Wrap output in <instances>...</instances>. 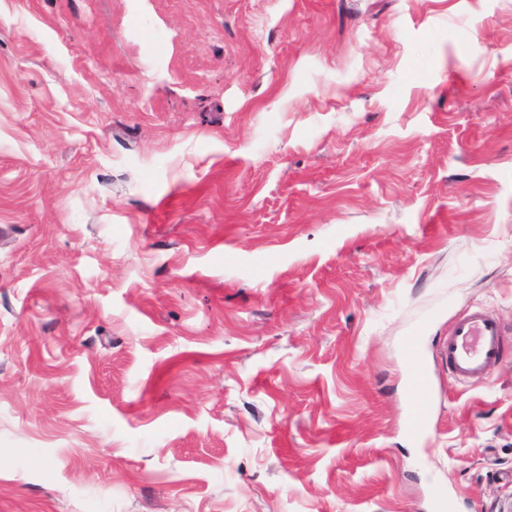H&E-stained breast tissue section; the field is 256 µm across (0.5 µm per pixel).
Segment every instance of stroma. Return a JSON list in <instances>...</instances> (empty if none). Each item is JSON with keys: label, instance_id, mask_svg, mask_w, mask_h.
<instances>
[{"label": "stroma", "instance_id": "1", "mask_svg": "<svg viewBox=\"0 0 512 512\" xmlns=\"http://www.w3.org/2000/svg\"><path fill=\"white\" fill-rule=\"evenodd\" d=\"M473 307L512 348V0H0V512H512ZM439 355L459 380L486 376L503 359V334L496 316L483 308L460 314ZM416 343L417 339L414 336H410L405 342V362L410 383L404 393V400L412 411L411 420L405 428L409 437L425 427L426 420L423 409L429 395L428 370L416 348Z\"/></svg>", "mask_w": 512, "mask_h": 512}]
</instances>
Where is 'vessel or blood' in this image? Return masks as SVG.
<instances>
[{"instance_id": "b4317fda", "label": "vessel or blood", "mask_w": 512, "mask_h": 512, "mask_svg": "<svg viewBox=\"0 0 512 512\" xmlns=\"http://www.w3.org/2000/svg\"><path fill=\"white\" fill-rule=\"evenodd\" d=\"M416 343L413 336L405 342L410 383L404 400L412 411L406 432L411 436L426 424L423 409L429 395L428 370ZM439 355L459 380L488 375L503 359V334L496 316L482 308L460 314L452 334L442 341Z\"/></svg>"}]
</instances>
